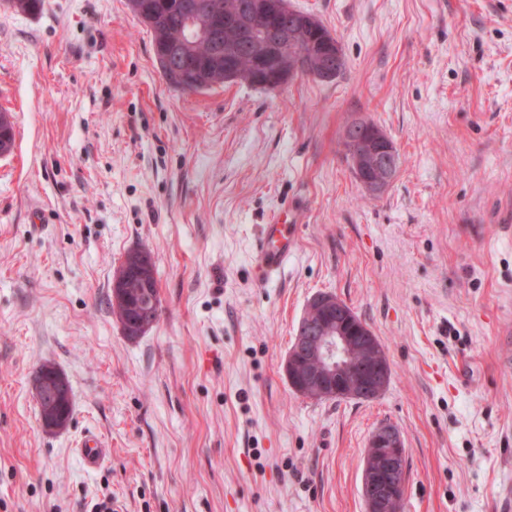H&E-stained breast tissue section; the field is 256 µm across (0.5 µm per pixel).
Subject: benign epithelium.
I'll list each match as a JSON object with an SVG mask.
<instances>
[{
	"label": "benign epithelium",
	"mask_w": 512,
	"mask_h": 512,
	"mask_svg": "<svg viewBox=\"0 0 512 512\" xmlns=\"http://www.w3.org/2000/svg\"><path fill=\"white\" fill-rule=\"evenodd\" d=\"M287 16L282 0H252L231 9L218 0L196 4L186 11L182 54L198 39L215 47V57L224 58V81H242L269 91L281 90L290 80L305 73L327 78L342 63L341 47L325 33L315 19ZM301 22L314 31V50L299 58L293 25ZM235 28L238 37L222 42L225 30ZM253 59L250 69L234 66L242 54ZM345 153L358 182L370 193L384 191L394 180L399 157L393 141L374 123L354 120L348 123L343 141ZM153 259L142 249L130 253L112 276V301L132 310L128 282L138 280L150 287ZM156 322L146 312L138 320L123 317L125 335L138 336ZM284 369L290 387L313 400L377 398L387 388L391 366L384 348L372 329L358 319L352 309L331 293H320L308 304L296 336L288 349ZM33 389L46 410L41 420L47 430H62L72 420L68 381L57 368L41 366L33 378ZM406 451L401 432L393 425H382L371 435L362 472V494L367 512H392L404 486Z\"/></svg>",
	"instance_id": "1"
}]
</instances>
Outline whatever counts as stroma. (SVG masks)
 I'll return each instance as SVG.
<instances>
[{"mask_svg":"<svg viewBox=\"0 0 512 512\" xmlns=\"http://www.w3.org/2000/svg\"><path fill=\"white\" fill-rule=\"evenodd\" d=\"M127 0H0V512H366L371 434L397 427L403 512H512V0H288L338 39L331 80L268 93L169 86ZM355 119L399 170L368 193ZM299 230L276 282L250 254L281 209ZM151 252L160 315L110 308ZM332 293L379 338L371 401L312 400L283 364ZM71 424L45 430L39 366ZM109 452L85 472L76 445ZM343 145L354 176L368 192L378 194L394 180L399 167L397 148L374 123H348ZM44 366L55 367L51 363L42 364L34 375L33 389L36 398L46 406L47 411L54 409L52 416L45 415V418L41 420V424L47 430H62L72 420L70 412V407L73 412L71 388L69 385L68 391L67 378L59 369Z\"/></svg>","mask_w":512,"mask_h":512,"instance_id":"35a3bbf8","label":"stroma"}]
</instances>
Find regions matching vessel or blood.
I'll return each mask as SVG.
<instances>
[{
	"instance_id": "vessel-or-blood-1",
	"label": "vessel or blood",
	"mask_w": 512,
	"mask_h": 512,
	"mask_svg": "<svg viewBox=\"0 0 512 512\" xmlns=\"http://www.w3.org/2000/svg\"><path fill=\"white\" fill-rule=\"evenodd\" d=\"M296 225L272 222L263 225L253 251V269L258 284L267 285L277 280L291 257ZM106 450L98 436L91 435L79 443V458L86 471L97 469Z\"/></svg>"
}]
</instances>
